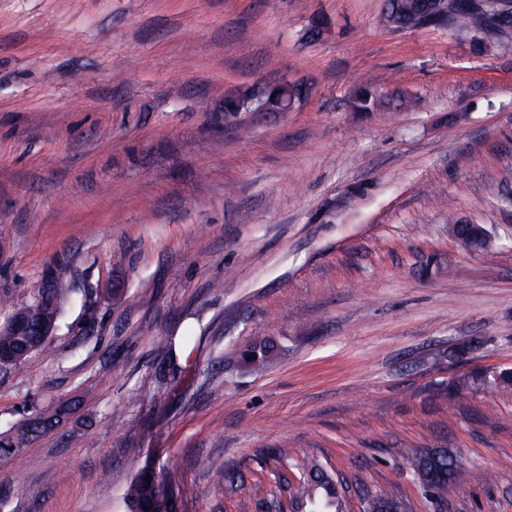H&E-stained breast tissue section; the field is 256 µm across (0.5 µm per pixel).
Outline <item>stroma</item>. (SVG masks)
<instances>
[{"instance_id":"obj_1","label":"stroma","mask_w":512,"mask_h":512,"mask_svg":"<svg viewBox=\"0 0 512 512\" xmlns=\"http://www.w3.org/2000/svg\"><path fill=\"white\" fill-rule=\"evenodd\" d=\"M383 6L0 0V298L58 263L75 288L50 348L0 371V432L94 396L0 460V512H126L148 462L181 472L178 512L285 507L306 459L347 482L345 512L382 491L512 512V388L448 395L512 369V30L481 55ZM281 81L307 90L293 112L225 120ZM361 88L389 105L356 111ZM170 342L192 364L171 383ZM412 448L454 449L464 480L426 497ZM487 383L508 388L512 386V371L502 369L498 372H487L473 369L453 380L451 388L455 395H466ZM81 397L82 399L66 401L47 412L39 411L36 408H33L32 410L28 411L31 413L30 417H33L42 426V430L39 433V435L43 434L47 430L52 429L55 426H58L61 422H63L66 419V416L68 414L71 415L74 412L77 403H80L81 400L83 401L88 396L83 395Z\"/></svg>"}]
</instances>
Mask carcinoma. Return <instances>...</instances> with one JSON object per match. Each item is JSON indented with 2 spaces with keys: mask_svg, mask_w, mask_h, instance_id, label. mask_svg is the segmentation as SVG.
I'll return each mask as SVG.
<instances>
[{
  "mask_svg": "<svg viewBox=\"0 0 512 512\" xmlns=\"http://www.w3.org/2000/svg\"><path fill=\"white\" fill-rule=\"evenodd\" d=\"M436 5L435 0H385L383 21L396 30L410 28L413 16ZM432 27L448 28L473 41L478 49L488 44L495 32L512 27V0H448L443 10L430 23ZM226 102L239 110L241 106L255 111L270 103L254 99V95L245 92L239 96L228 97ZM49 283L38 281L28 289V301L15 306L9 301L7 324L16 329L13 336L0 335V369L15 367L36 352L46 350L52 343V337L45 335L49 327H57L64 312L74 302L72 271L65 264H57L50 269ZM270 346L266 342L254 343L244 354L243 360L257 369L265 365L269 357ZM512 386V371L502 369L487 372L474 369L453 380L451 388L456 395H466L485 384ZM77 401H66L52 410L43 412L30 410L31 417L40 423L42 431L59 425L72 414ZM35 439V435L26 421H20L5 432H0V457L10 458L20 455ZM407 460L415 479L427 492L434 491L436 482L443 476L453 481L462 480L465 470L458 455L450 448H421L408 453ZM181 473L176 468H158L153 464L141 467L130 481L124 502L128 512H144L151 507L155 498L163 493L179 488ZM299 505L317 500L334 508V512H343V484L314 464L310 468L309 479L297 488Z\"/></svg>",
  "mask_w": 512,
  "mask_h": 512,
  "instance_id": "1",
  "label": "carcinoma"
}]
</instances>
